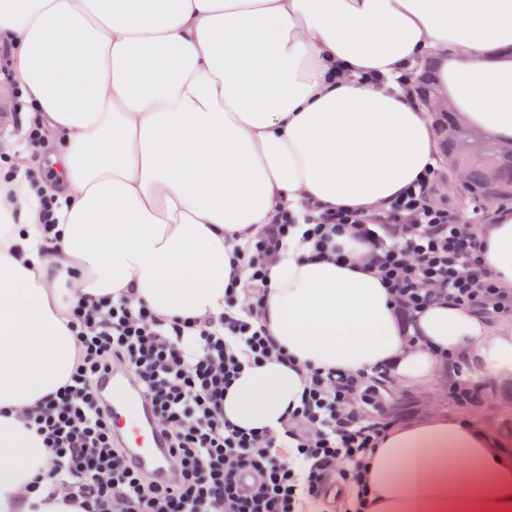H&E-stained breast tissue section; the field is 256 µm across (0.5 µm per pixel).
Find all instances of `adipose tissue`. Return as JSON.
Listing matches in <instances>:
<instances>
[{"label":"adipose tissue","instance_id":"1","mask_svg":"<svg viewBox=\"0 0 512 512\" xmlns=\"http://www.w3.org/2000/svg\"><path fill=\"white\" fill-rule=\"evenodd\" d=\"M0 48L23 127L55 148L63 181L33 188L0 169V512H82L51 490L26 424L80 358L71 300L218 316L246 276L235 248L283 207L296 227L257 317L292 363L246 366L225 420L281 429L309 368L389 366L414 387L449 354L512 381V324L446 299L404 323L364 244L337 237L341 264L302 239L308 210L382 213L436 167L405 80L425 58L469 126L512 144V0H0ZM479 234L483 268L512 291V209ZM370 468L368 512H512V459L461 418L395 426Z\"/></svg>","mask_w":512,"mask_h":512}]
</instances>
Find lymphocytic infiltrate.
I'll use <instances>...</instances> for the list:
<instances>
[{"label":"lymphocytic infiltrate","mask_w":512,"mask_h":512,"mask_svg":"<svg viewBox=\"0 0 512 512\" xmlns=\"http://www.w3.org/2000/svg\"><path fill=\"white\" fill-rule=\"evenodd\" d=\"M306 221L320 254L333 236L352 229L406 317L442 295L490 319L512 314V295L481 267L478 231L442 194L438 170L383 214L339 209ZM290 229L283 213L255 237L247 249L248 275L241 289H229L217 320L168 321L123 298L74 303L68 327L79 362L30 421L53 462L52 486H65L88 512H303L334 481L355 488L354 508L361 512L371 492L370 456L393 423L388 393L379 385L386 371L308 370L301 404L278 432L246 433L224 420V391L244 362L273 355L289 360L250 313L268 286L267 263ZM241 294L248 300L244 317L236 310ZM187 336L195 339L190 352L183 346ZM117 369L151 408L174 485L134 468L112 430L102 380Z\"/></svg>","instance_id":"1"}]
</instances>
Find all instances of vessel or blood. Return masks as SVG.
I'll list each match as a JSON object with an SVG mask.
<instances>
[{"label": "vessel or blood", "instance_id": "obj_1", "mask_svg": "<svg viewBox=\"0 0 512 512\" xmlns=\"http://www.w3.org/2000/svg\"><path fill=\"white\" fill-rule=\"evenodd\" d=\"M104 395L112 409L114 428L122 435L135 465L153 473L158 480H168L167 451L145 400L124 376L116 373L107 379Z\"/></svg>", "mask_w": 512, "mask_h": 512}]
</instances>
